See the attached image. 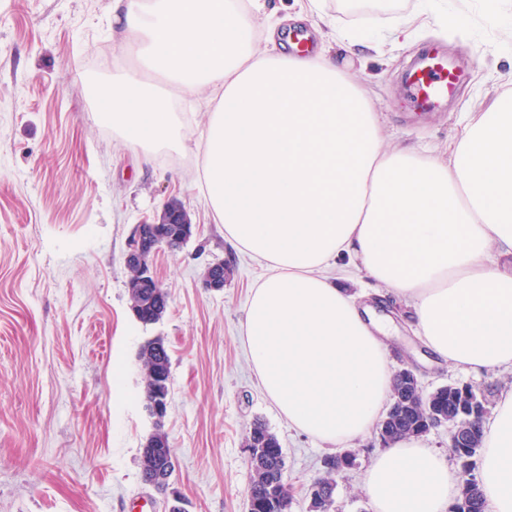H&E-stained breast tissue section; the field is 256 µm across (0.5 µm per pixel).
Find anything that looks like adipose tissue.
<instances>
[{
	"mask_svg": "<svg viewBox=\"0 0 512 512\" xmlns=\"http://www.w3.org/2000/svg\"><path fill=\"white\" fill-rule=\"evenodd\" d=\"M263 0H112L127 35L93 96L123 144L194 151L224 239L261 268L240 328L263 393L289 428L331 448L363 439L394 383L384 340L347 283L407 299L438 363L512 374V73L465 115L445 155L386 145L372 98L333 55L354 28L328 22L309 56L285 52ZM203 106L202 146L171 93ZM486 512H512V386L481 421ZM373 512H447L460 479L415 437L376 454Z\"/></svg>",
	"mask_w": 512,
	"mask_h": 512,
	"instance_id": "ef3b65f1",
	"label": "adipose tissue"
}]
</instances>
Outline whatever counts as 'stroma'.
<instances>
[{"mask_svg": "<svg viewBox=\"0 0 512 512\" xmlns=\"http://www.w3.org/2000/svg\"><path fill=\"white\" fill-rule=\"evenodd\" d=\"M357 24L360 45L337 63L373 97L388 144L440 152L462 115L484 111L512 71V4L492 0H323ZM456 17L448 31L422 29L385 62L370 60L401 17ZM121 35L112 0H0V512H165L166 497L141 478L153 419L142 398L138 353L162 338L171 358L165 429L171 484L186 512H245L249 479L242 441L254 421L282 445L294 486L291 512H308L306 490L329 449L290 430L260 390L239 339L260 272L224 241V228L195 184L193 155L144 158L112 135L92 103L111 77ZM443 46L464 78L454 100L420 112L404 84L412 62ZM179 199L193 234L159 249L152 267L168 294L154 324L134 316L124 257L136 224ZM233 273L203 285L208 265ZM398 325L386 344L392 370L407 368L424 392L471 384L492 395L512 375L461 372L425 360L405 302L388 301ZM384 446L359 440L336 478L332 512H372L361 486Z\"/></svg>", "mask_w": 512, "mask_h": 512, "instance_id": "35a3bbf8", "label": "stroma"}]
</instances>
